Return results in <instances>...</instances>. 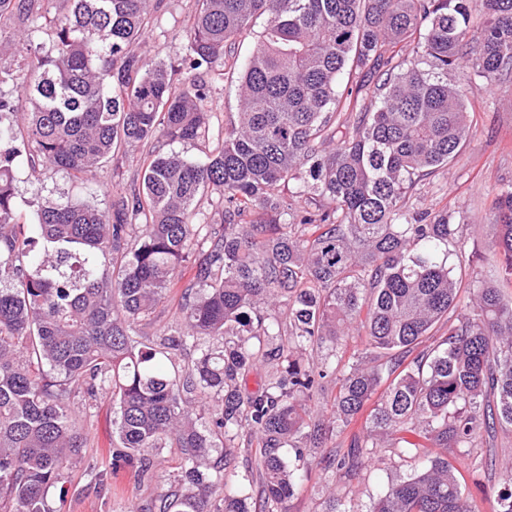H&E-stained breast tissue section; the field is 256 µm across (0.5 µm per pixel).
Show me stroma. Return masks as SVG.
Listing matches in <instances>:
<instances>
[{
  "label": "stroma",
  "mask_w": 512,
  "mask_h": 512,
  "mask_svg": "<svg viewBox=\"0 0 512 512\" xmlns=\"http://www.w3.org/2000/svg\"><path fill=\"white\" fill-rule=\"evenodd\" d=\"M195 9L196 0H161L144 43L150 57L179 69L184 55V30ZM238 78V71L232 69L214 84L208 103L212 132L209 143H174L171 151L202 159L221 142L225 122L239 110ZM469 85L471 132L448 166L420 185L415 205L432 213L453 211L457 222L467 225L469 234L459 274L467 277L478 272L485 280L493 281L498 271L490 259L496 240L491 216L499 189L512 184V80L487 87L475 76ZM146 152L141 145L126 148L81 184L61 170L48 169L38 180L28 170H20L18 205L22 210H32L41 193L50 192L109 208L115 189H127L140 182ZM76 400L84 405L77 426L84 437L89 463L64 473L50 496L54 512H148L157 494L167 491L179 473L180 449L154 450L157 465L151 479H142L130 467L112 472V395L102 390L90 398L80 392ZM355 436V431H348L317 449L318 461L312 464L308 480L286 503V512H323L326 487L330 484L355 512H363L370 498L385 490L391 480L413 474L418 465L417 460L399 449L386 448L381 461L365 458L356 472L329 476L321 466L322 459L346 453ZM452 454L462 464L465 495L477 504V512H490L488 501L500 488L497 468L488 467L476 474L467 463L474 456V449L456 448Z\"/></svg>",
  "instance_id": "stroma-1"
}]
</instances>
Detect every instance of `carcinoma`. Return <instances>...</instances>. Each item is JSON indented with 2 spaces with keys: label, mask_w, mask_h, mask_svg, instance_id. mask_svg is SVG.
<instances>
[{
  "label": "carcinoma",
  "mask_w": 512,
  "mask_h": 512,
  "mask_svg": "<svg viewBox=\"0 0 512 512\" xmlns=\"http://www.w3.org/2000/svg\"><path fill=\"white\" fill-rule=\"evenodd\" d=\"M67 2L44 19L40 0H0V34L9 27L25 60L0 66V512H50L51 489L84 462L74 393L103 389L112 465L150 478V450L183 451L179 489L158 495L156 512H283L310 449L361 418L368 457L435 449L368 512H475L448 449L512 431V185L494 214L495 282L456 275L466 225L454 213L409 201L469 134L448 72L512 77V0H197L178 80L134 49L153 0ZM262 15L240 65L232 48ZM228 66L240 107L221 146L203 162L157 150L210 139L213 85L199 75ZM363 71L380 78L347 127L342 83ZM138 144L152 145L142 185L109 209L49 194L23 221L22 165L81 179ZM192 256L175 330L142 339ZM356 331L366 347L346 358ZM189 346L193 365L171 374ZM329 378L339 390L319 416L310 402ZM245 434L259 448L257 491L226 452ZM499 483L491 512H512V467Z\"/></svg>",
  "instance_id": "1"
}]
</instances>
